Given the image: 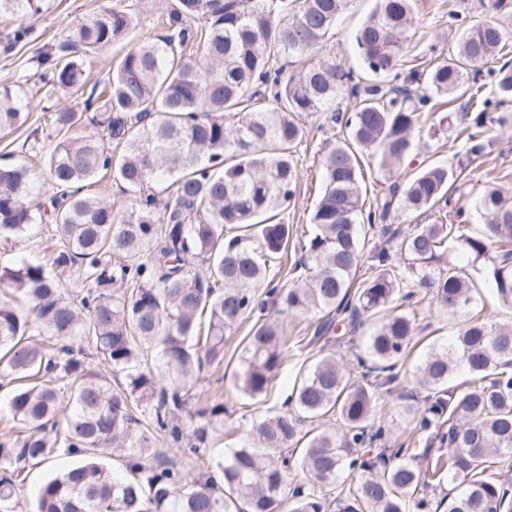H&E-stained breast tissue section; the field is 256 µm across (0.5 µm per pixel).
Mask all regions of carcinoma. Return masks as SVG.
<instances>
[{
  "mask_svg": "<svg viewBox=\"0 0 512 512\" xmlns=\"http://www.w3.org/2000/svg\"><path fill=\"white\" fill-rule=\"evenodd\" d=\"M46 0H0V14L37 15ZM351 0H166L165 33L155 41L132 36L134 19L112 7L75 21L57 44L32 57L42 99L80 90L84 56L114 43L123 52L104 82L83 100L99 136H72L81 115L66 106L50 112L45 139L54 142L42 175L54 189L50 209L29 202L32 168L0 166V238L34 224L55 226L53 264L83 266L84 294L65 295L61 280L41 264H0V284L25 299L24 312L0 304V388H14L9 410L26 434L0 442V512H18L16 487L27 465L79 455L39 490L35 512H428L443 478L453 488L437 507L447 512H512V324L493 325L476 312L447 345L417 367L421 397L400 394L399 412L414 424L424 447H371L385 442L376 424L382 398L400 380V360L416 335L418 296L450 313L473 305L474 283L455 257L486 273L504 306L512 308V198L491 188L475 202L483 230L469 235L451 220L448 183L454 173L430 164L404 183L371 194L359 155L388 174L399 170L418 142L440 137L448 116L424 126L421 112L435 94L465 86L468 70L486 64L505 43L502 21L512 22V0H487L491 18L465 23L457 53L427 76L399 77L413 0H378L354 41L374 81L308 59L335 27ZM287 62L276 67V59ZM302 68L285 75L288 59ZM499 103L512 101V65L498 69ZM343 93L356 100L322 163L324 188L297 239L300 253L289 288L258 289L270 268L288 260L290 225L277 220L295 199L294 153L302 114L322 112ZM474 111L455 126L473 156L490 146L489 100L472 94ZM33 102L26 85L0 86V133L22 125ZM112 173L131 195L130 207L80 194L81 184ZM172 179L159 198L156 185ZM395 206L409 213L442 212L431 224L390 235L367 248L363 234L376 212ZM368 275L355 283L362 260ZM388 314L369 335L356 373L336 353L321 350L301 378L294 408L256 422L241 447L218 464L219 475L177 468L153 433L183 439L181 415L206 364L224 361V333L246 315L259 317L245 337L234 374L238 390L262 398L289 350L284 319L320 315L319 341L337 321L381 310ZM46 332L65 342L44 345ZM93 340L97 355L124 381H112L71 356L68 343ZM157 349L161 366L143 365ZM467 386L450 383L455 370ZM148 421L136 417L138 407ZM198 444L224 424V405L198 409ZM335 417L323 428L319 421ZM65 419L63 435L56 427ZM123 452L132 473L120 479L102 461ZM308 478L287 482L290 467ZM359 483L333 494L345 468Z\"/></svg>",
  "mask_w": 512,
  "mask_h": 512,
  "instance_id": "carcinoma-1",
  "label": "carcinoma"
}]
</instances>
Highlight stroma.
Segmentation results:
<instances>
[{
  "label": "stroma",
  "instance_id": "stroma-1",
  "mask_svg": "<svg viewBox=\"0 0 512 512\" xmlns=\"http://www.w3.org/2000/svg\"><path fill=\"white\" fill-rule=\"evenodd\" d=\"M115 5L133 16L137 38L151 40L159 35L158 17L164 6L163 0H46L44 13L29 20L34 31L31 42L14 48L9 46L7 37L19 19L15 16L0 18V86L31 77L34 72L31 56L44 44L63 38L76 18ZM376 6L377 0H354L318 49V58L345 68L357 66L354 34ZM452 9L465 13L472 22L487 16L484 0H414L415 20L408 32L406 69L425 72L453 56L458 32L448 21V12ZM353 106L352 99L344 97L337 100L335 111L316 112L301 119L306 136L294 154L300 175L297 196L294 204L281 215L282 221L292 226L294 232L308 228L310 213L320 194L325 139L341 132L333 115L352 111ZM486 137L494 141L495 148L477 159L469 154L464 142H453L444 136L419 146L411 163L404 165L397 176L402 181L410 179L422 162L448 165L459 174L454 198L467 210L487 188L495 187L512 195V124L489 125ZM55 247L50 228L36 224L21 237L0 240V262L11 264L26 259L47 265ZM418 311L417 344L404 359L406 375L400 384L401 390L406 392L417 391L415 371L426 354L453 339L466 320L465 315L441 310L427 299L422 300ZM246 331V326L242 325L227 332L223 363L205 367L195 383L194 391L200 403L220 402L226 408L224 426L211 432L210 449L205 458L189 454L187 449L170 443L166 436L159 434L155 437L156 447L164 449L178 465L193 472L215 469L233 449L241 446L255 419L280 411L292 392L302 362L319 351L315 345L289 351L265 400L256 404L236 391L231 375L242 354V338ZM73 462V457L61 455L24 472L19 483V498L26 512H34L39 488Z\"/></svg>",
  "mask_w": 512,
  "mask_h": 512
}]
</instances>
